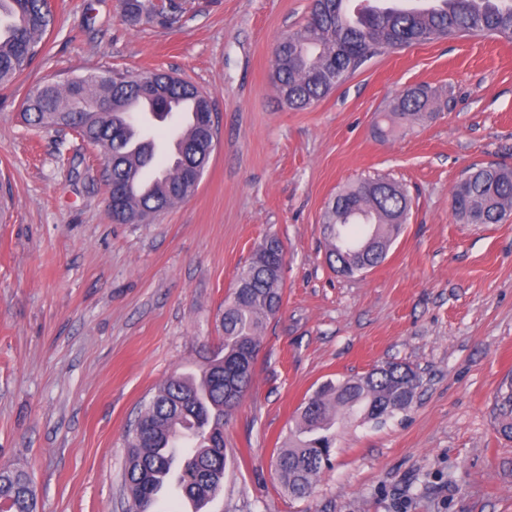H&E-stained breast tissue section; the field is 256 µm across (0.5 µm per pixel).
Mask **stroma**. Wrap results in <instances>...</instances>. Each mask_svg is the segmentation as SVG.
<instances>
[{"label": "stroma", "mask_w": 512, "mask_h": 512, "mask_svg": "<svg viewBox=\"0 0 512 512\" xmlns=\"http://www.w3.org/2000/svg\"><path fill=\"white\" fill-rule=\"evenodd\" d=\"M51 3L43 56L0 88V466L31 476L39 512H127L140 407L220 347L236 274L272 235L283 305L224 419V481L203 512H512V440L493 416L512 376V212L463 224L451 209L468 169L512 166V44L399 49L294 111L272 48L312 0H183L169 28L128 21L121 0ZM116 68L176 73L216 113L196 192L152 224L113 223L98 150L20 116L36 86ZM418 85L430 117L379 136L378 114ZM369 176L404 188L409 219L384 262L346 278L326 261L323 214ZM392 361L422 377L412 407L346 424L313 495L289 496L274 461L301 405Z\"/></svg>", "instance_id": "stroma-1"}]
</instances>
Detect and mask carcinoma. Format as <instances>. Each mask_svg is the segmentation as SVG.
<instances>
[{
  "label": "carcinoma",
  "mask_w": 512,
  "mask_h": 512,
  "mask_svg": "<svg viewBox=\"0 0 512 512\" xmlns=\"http://www.w3.org/2000/svg\"><path fill=\"white\" fill-rule=\"evenodd\" d=\"M351 0H313L305 25L288 35V48L274 52L277 89L292 110H304L326 97L373 58L440 38L468 35L512 38V0H444L448 7L423 12L411 7L371 10L351 17ZM126 16L161 26L177 22L181 0H123ZM53 15L45 0H0V86L14 82L42 52ZM430 91L411 89L393 105L390 116L410 122L427 116ZM208 95L166 72L138 76L114 72L46 82L22 104L25 119L57 131H73L103 153L107 166L104 203L115 224H147L185 200L197 188L184 170L207 166L213 133L202 128L197 112ZM164 122L189 107L192 120L178 134L174 153L161 164L156 185L136 184L154 145L141 124L130 121L137 102ZM411 201L397 183L363 179L340 191L323 215L326 256L333 271L362 275L380 264L406 223ZM454 216L463 224H497L512 210V168L489 165L468 172L451 196ZM282 243L270 237L256 249L236 277L224 304V341L198 378L174 374L159 385L126 436L124 488L128 512H160L158 487L179 455L174 478L183 495L199 503L215 495L224 479V416L240 403L251 383L267 321L282 304ZM420 386L410 366L386 363L361 376L322 383L305 402L275 470L284 488L306 498L325 469L340 426L348 420L381 424L408 409ZM497 430L512 439V378L495 397ZM10 512H37L31 479L3 467L0 501Z\"/></svg>",
  "instance_id": "cac0c4a2"
}]
</instances>
